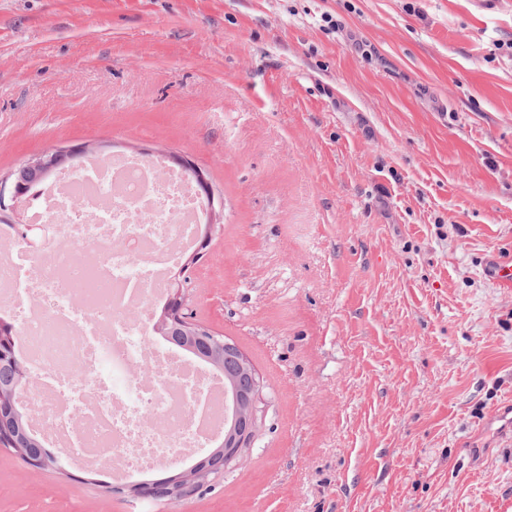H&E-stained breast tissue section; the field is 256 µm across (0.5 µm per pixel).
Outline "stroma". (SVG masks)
<instances>
[{"label": "stroma", "mask_w": 512, "mask_h": 512, "mask_svg": "<svg viewBox=\"0 0 512 512\" xmlns=\"http://www.w3.org/2000/svg\"><path fill=\"white\" fill-rule=\"evenodd\" d=\"M500 42L512 0H0V180L86 141L204 169L223 221L187 307L262 416L184 498L0 447V512H512Z\"/></svg>", "instance_id": "obj_1"}]
</instances>
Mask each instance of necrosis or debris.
<instances>
[{"mask_svg": "<svg viewBox=\"0 0 512 512\" xmlns=\"http://www.w3.org/2000/svg\"><path fill=\"white\" fill-rule=\"evenodd\" d=\"M29 246L0 226V314L34 377L29 421L80 470L121 482L206 452L224 389L150 340L170 272L198 243L205 201L162 157H89L37 182Z\"/></svg>", "mask_w": 512, "mask_h": 512, "instance_id": "necrosis-or-debris-1", "label": "necrosis or debris"}]
</instances>
